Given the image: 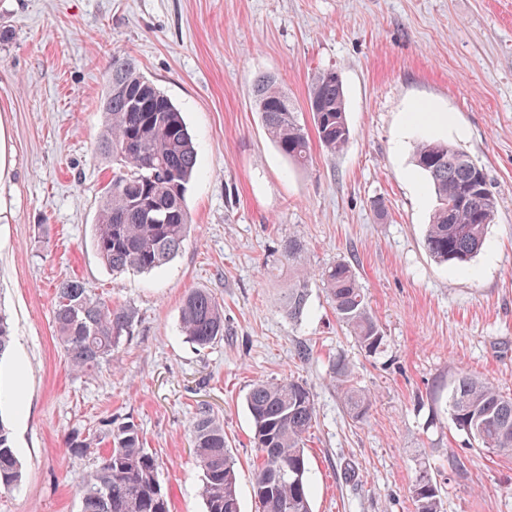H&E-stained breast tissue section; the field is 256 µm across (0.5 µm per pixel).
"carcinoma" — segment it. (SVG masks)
Masks as SVG:
<instances>
[{
  "label": "carcinoma",
  "instance_id": "carcinoma-1",
  "mask_svg": "<svg viewBox=\"0 0 512 512\" xmlns=\"http://www.w3.org/2000/svg\"><path fill=\"white\" fill-rule=\"evenodd\" d=\"M147 92L154 100L150 112L133 108L130 93ZM255 106L262 125L278 150L298 166L310 163L309 134L298 120L288 95L271 75L253 83ZM307 107L316 138L335 154L349 143L345 92L338 74L327 70L312 80ZM102 108L108 127L100 150L112 156V178L104 187L94 247L114 272H152L166 266L181 248L188 233L185 195L199 168L196 146L182 114L128 57H112V74ZM415 165L427 176L437 206L427 225L424 245L440 264L470 262L481 250L487 226L493 223L498 200L490 189L487 170L456 145L423 140L416 146ZM305 244L290 238L283 253L293 263ZM319 281L338 321L354 335L369 355L383 351L385 340L372 315L365 289L353 267L344 260L319 271L296 269L284 296L288 318L299 321L308 312L309 288ZM137 323L134 309L112 305L90 294L77 280L59 284L54 326L68 364L85 373L112 359ZM180 328L199 347L224 338V310L206 290L190 292L182 305ZM13 341L12 324L0 310V356ZM332 379L349 414L363 418L372 397L356 386L350 368L338 363ZM246 405L252 419L256 448L253 494L262 512H312L309 464L303 445L316 421L313 394L303 383L283 378L252 385ZM451 420L483 448L512 455V397L475 375L460 376L449 401ZM191 444L202 470L200 494L206 512H241L236 462L224 439V424L204 407L190 424ZM107 442L105 455L85 477L81 512H172L168 491L158 477L159 462L146 448L138 426L107 422L99 435L73 434L66 447L75 457L84 456ZM286 471V476L272 474ZM21 463L12 445L8 423L0 418V492L21 482ZM416 512H441L436 482L423 470L414 485Z\"/></svg>",
  "mask_w": 512,
  "mask_h": 512
}]
</instances>
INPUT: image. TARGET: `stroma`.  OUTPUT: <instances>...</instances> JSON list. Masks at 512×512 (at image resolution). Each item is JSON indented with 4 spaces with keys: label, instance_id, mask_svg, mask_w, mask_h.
Instances as JSON below:
<instances>
[{
    "label": "stroma",
    "instance_id": "stroma-1",
    "mask_svg": "<svg viewBox=\"0 0 512 512\" xmlns=\"http://www.w3.org/2000/svg\"><path fill=\"white\" fill-rule=\"evenodd\" d=\"M116 55L177 105L199 154L191 233L150 274H112L92 245L112 177L97 144ZM326 70L343 83L351 138L334 155L313 145L300 169L266 135L252 81L274 76L306 126L308 87ZM424 106L452 127L411 124ZM0 130V307L14 336L0 356V416L24 469L0 512H81L78 490L103 450L76 459L65 442L109 420L139 427L173 512H205L190 447L201 404L224 424L241 512H258L245 397L282 378L314 396L312 512H415L423 470L442 512H512V457L480 447L449 413L464 374L512 395V0H0ZM424 139L467 151L498 200L463 267L424 247L436 205L413 160ZM291 237L311 269L352 264L382 353L360 349L319 286L307 315L288 318ZM65 279L138 316L111 361L87 373L70 370L54 333ZM196 289L224 308V338L204 349L180 331ZM339 362L372 396L363 418L330 381Z\"/></svg>",
    "mask_w": 512,
    "mask_h": 512
}]
</instances>
